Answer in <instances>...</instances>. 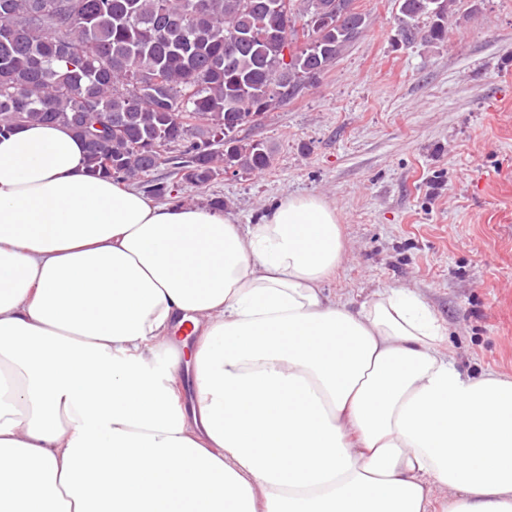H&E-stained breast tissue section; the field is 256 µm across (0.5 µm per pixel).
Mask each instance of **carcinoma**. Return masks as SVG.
<instances>
[{
    "instance_id": "cac0c4a2",
    "label": "carcinoma",
    "mask_w": 512,
    "mask_h": 512,
    "mask_svg": "<svg viewBox=\"0 0 512 512\" xmlns=\"http://www.w3.org/2000/svg\"><path fill=\"white\" fill-rule=\"evenodd\" d=\"M454 4L398 0L402 44L448 39ZM366 27L355 0H0V135L66 126L89 173L171 199L270 167L242 127L318 84ZM161 165L173 181L147 179Z\"/></svg>"
}]
</instances>
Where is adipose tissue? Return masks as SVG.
<instances>
[{
  "label": "adipose tissue",
  "mask_w": 512,
  "mask_h": 512,
  "mask_svg": "<svg viewBox=\"0 0 512 512\" xmlns=\"http://www.w3.org/2000/svg\"><path fill=\"white\" fill-rule=\"evenodd\" d=\"M343 253L323 197L244 226L0 136V512H512V377L414 291L325 293Z\"/></svg>",
  "instance_id": "1"
}]
</instances>
